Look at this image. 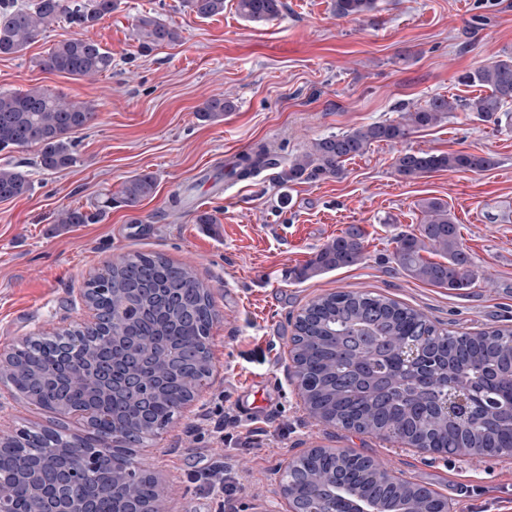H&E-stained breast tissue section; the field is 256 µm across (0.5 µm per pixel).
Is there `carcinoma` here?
I'll list each match as a JSON object with an SVG mask.
<instances>
[{"mask_svg":"<svg viewBox=\"0 0 512 512\" xmlns=\"http://www.w3.org/2000/svg\"><path fill=\"white\" fill-rule=\"evenodd\" d=\"M225 0H183V6L200 19L224 13ZM119 0H31L17 5L0 0V55H20L39 36L65 22L76 36L55 44L35 61L39 68L82 78L112 70V52L86 38L82 32L117 10ZM283 0H237V9L249 23L264 24L280 15ZM377 0H333L338 18L376 10ZM139 50L181 41L180 31L151 15L136 23ZM466 85L477 84L488 93L469 98L438 96L417 108H404L395 120L372 123L354 130L326 135L297 155L282 169L277 180L289 187L301 181L342 178L344 163L366 153L371 144L398 143L416 128L435 126L454 112H473L502 128L512 130V56L499 59L461 75ZM234 110L230 100L212 98L196 115L203 122L224 118ZM95 117L93 107L68 100L34 86L20 93H0V152L15 147L40 146L39 164L47 171L74 166L77 156L69 135L87 126ZM263 162H277L260 149L245 155L230 174L245 175ZM493 158L468 152L432 153L404 151L395 159L401 177L412 180L437 171H485ZM156 178L143 173L128 179L121 190V203L132 207L151 196ZM32 182L26 172L0 167V201L29 194ZM112 208V197L93 208L66 209L58 224H96ZM424 222L416 233L401 232L393 238V260L406 276L423 283L463 290L477 277L473 262L463 247L458 224L448 203L426 199L421 204ZM435 252L442 261L423 253ZM366 259L364 236L357 227L320 247L299 269L298 281L349 268ZM83 295L99 309L100 326L87 331V350L79 358L87 371L112 368L115 391L105 400L110 419L96 424L80 439L87 448L112 444V426L121 424L129 448L144 445L173 419L178 405L192 397L193 382L208 373L209 331L216 311L211 290L192 269L152 253L134 252L109 265L85 285ZM292 337L294 373L309 395V404L324 420L359 433L398 437L415 448H445L458 453L463 448L493 452L512 448V329H492L476 338H463L437 326L429 317L387 296L372 292L339 291L312 301L295 320ZM126 333L137 337L142 347L127 354L112 346V337ZM421 343L428 361L401 360L403 347ZM60 347L45 338L28 341L0 371L17 392L57 414L99 401L88 386L60 387L52 381ZM156 367V378L144 389L146 404L131 407L123 383L139 381V359ZM473 394L476 414L461 422L448 419L443 404L448 391ZM64 435L54 429L28 430L0 437V458L10 468L29 477L28 464ZM343 465L346 478L375 495L401 497L410 512H422L425 498L411 483L389 487L381 476L336 455L312 456L301 463L304 477L331 472ZM43 481L58 487L70 500L81 498L86 482L61 481L46 471Z\"/></svg>","mask_w":512,"mask_h":512,"instance_id":"cac0c4a2","label":"carcinoma"}]
</instances>
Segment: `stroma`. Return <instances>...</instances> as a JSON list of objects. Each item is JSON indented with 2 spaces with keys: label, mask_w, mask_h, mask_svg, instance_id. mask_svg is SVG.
Returning a JSON list of instances; mask_svg holds the SVG:
<instances>
[{
  "label": "stroma",
  "mask_w": 512,
  "mask_h": 512,
  "mask_svg": "<svg viewBox=\"0 0 512 512\" xmlns=\"http://www.w3.org/2000/svg\"><path fill=\"white\" fill-rule=\"evenodd\" d=\"M276 18L256 27L236 0L200 19L182 0H121L87 36L112 54L110 72L73 78L36 67L66 23L23 55L0 56V91L41 86L95 108L72 136L78 162L41 170L38 145L0 152V166L28 173L27 196L0 202V352L26 336L82 318L90 276L123 256L154 253L190 265L213 293V375L204 400L224 390L234 407L252 408L256 442L211 441L203 404L177 413L136 451L139 467L170 481V512H285L279 468L312 448H336L382 462L402 479L447 498L456 512H512V458L474 463L463 455L417 453L382 436L326 427L309 418L290 382L297 315L315 297L371 291L425 312L441 327L478 333L512 326V132L470 112L418 128L401 142L375 143L346 161L339 179L284 188L276 172L228 185L230 155L271 145L289 163L313 141L396 119L404 107L438 95L469 97L465 72L512 52V0H378L363 16L336 18L332 0H284ZM149 14L177 27L180 43L138 51L134 25ZM221 97L235 109L200 122L196 110ZM406 150L491 156L479 172L440 171L402 179L395 159ZM142 172L155 193L137 206H113L97 224H59L57 214L87 207ZM182 204L171 208L172 196ZM446 201L479 277L455 291L405 276L391 261L393 237L416 231L423 200ZM206 211L215 223L199 224ZM358 225L366 260L320 277L290 280L329 240ZM11 431L44 427L79 432L72 416L29 404L0 383ZM232 466L245 489L231 497L191 483L201 460Z\"/></svg>",
  "instance_id": "obj_1"
}]
</instances>
